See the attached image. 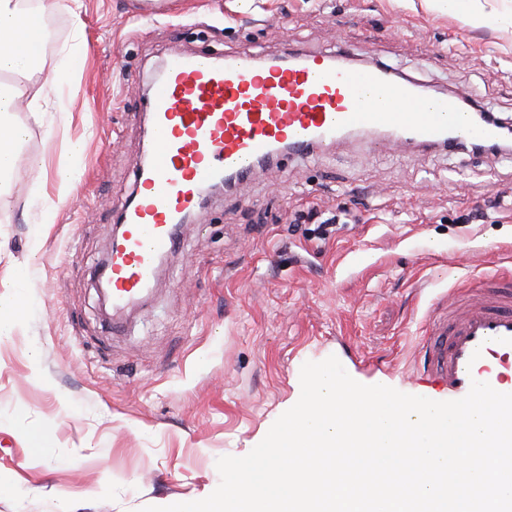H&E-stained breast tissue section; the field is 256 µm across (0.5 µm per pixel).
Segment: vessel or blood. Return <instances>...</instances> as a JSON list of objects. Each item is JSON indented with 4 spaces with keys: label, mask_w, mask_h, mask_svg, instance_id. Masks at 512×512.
<instances>
[{
    "label": "vessel or blood",
    "mask_w": 512,
    "mask_h": 512,
    "mask_svg": "<svg viewBox=\"0 0 512 512\" xmlns=\"http://www.w3.org/2000/svg\"><path fill=\"white\" fill-rule=\"evenodd\" d=\"M148 86L152 149L121 212L127 237L108 267L117 314L148 288L155 259L179 244L183 216L219 179L250 180L260 160L308 158L353 133L365 134L368 148L377 132L401 146L443 148L492 145L502 131L498 121L473 120L466 92L429 95L416 79L353 63L340 50L173 52ZM424 348L449 399L463 398L475 380L512 393V273L436 296Z\"/></svg>",
    "instance_id": "1"
}]
</instances>
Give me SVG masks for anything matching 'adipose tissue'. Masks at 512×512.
<instances>
[{
  "mask_svg": "<svg viewBox=\"0 0 512 512\" xmlns=\"http://www.w3.org/2000/svg\"><path fill=\"white\" fill-rule=\"evenodd\" d=\"M438 9L452 18H477L493 25L512 26V10H486V0H435ZM29 12L21 0H0V75H14L13 83L0 82V207L10 193L11 174L21 155L27 127L15 119L19 108H27L40 120V92L27 82L40 70L37 49L46 33L30 28Z\"/></svg>",
  "mask_w": 512,
  "mask_h": 512,
  "instance_id": "adipose-tissue-1",
  "label": "adipose tissue"
}]
</instances>
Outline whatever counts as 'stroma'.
I'll list each match as a JSON object with an SVG mask.
<instances>
[{"mask_svg":"<svg viewBox=\"0 0 512 512\" xmlns=\"http://www.w3.org/2000/svg\"><path fill=\"white\" fill-rule=\"evenodd\" d=\"M32 87L48 89L0 210V512H141L201 500L336 356L365 385L443 399L423 376L432 300L512 269V152L348 142L198 210L149 299L106 318L95 282L149 145L145 77L174 51L342 49L512 119V29L425 0H82ZM83 140L71 205L54 173ZM53 202V223L41 221ZM316 204L342 228L315 237Z\"/></svg>","mask_w":512,"mask_h":512,"instance_id":"stroma-1","label":"stroma"}]
</instances>
